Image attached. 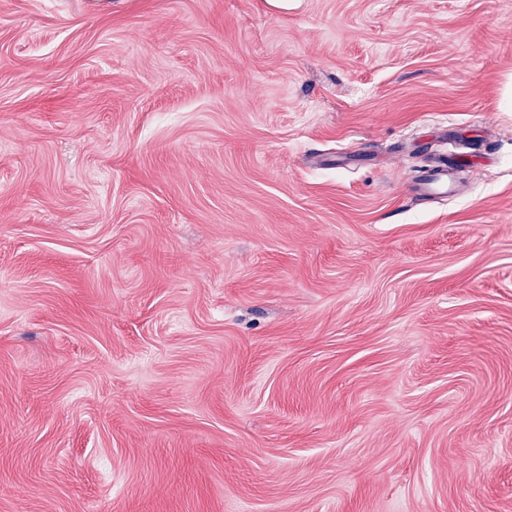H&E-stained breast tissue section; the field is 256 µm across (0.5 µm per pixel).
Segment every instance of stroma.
I'll return each mask as SVG.
<instances>
[{
    "label": "stroma",
    "instance_id": "obj_1",
    "mask_svg": "<svg viewBox=\"0 0 512 512\" xmlns=\"http://www.w3.org/2000/svg\"><path fill=\"white\" fill-rule=\"evenodd\" d=\"M511 78L512 0H0V512H512ZM451 184V171L446 164L441 163L413 178L408 184V191L422 197L447 195L451 191Z\"/></svg>",
    "mask_w": 512,
    "mask_h": 512
}]
</instances>
